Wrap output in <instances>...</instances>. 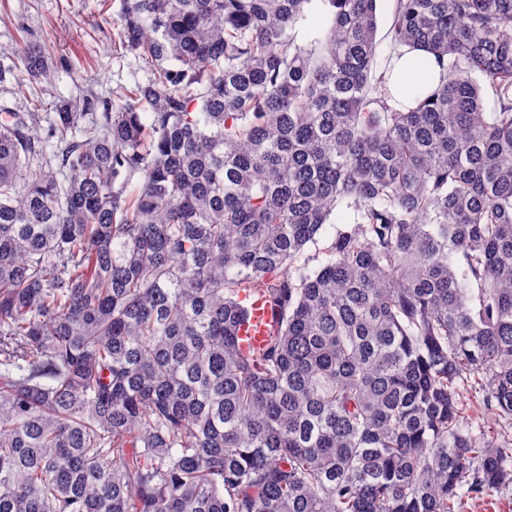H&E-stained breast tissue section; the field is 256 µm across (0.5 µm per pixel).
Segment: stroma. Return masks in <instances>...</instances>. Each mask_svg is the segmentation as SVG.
<instances>
[{"label":"stroma","mask_w":512,"mask_h":512,"mask_svg":"<svg viewBox=\"0 0 512 512\" xmlns=\"http://www.w3.org/2000/svg\"><path fill=\"white\" fill-rule=\"evenodd\" d=\"M118 7L119 0H0V66L7 70L0 82V103L20 112L28 109L27 100L12 93L22 78L47 112L83 90L108 98L113 90L145 79L147 67L141 59L113 52ZM26 43L50 53L53 70L27 79L14 54Z\"/></svg>","instance_id":"1"}]
</instances>
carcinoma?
Listing matches in <instances>:
<instances>
[{
  "label": "carcinoma",
  "instance_id": "obj_1",
  "mask_svg": "<svg viewBox=\"0 0 512 512\" xmlns=\"http://www.w3.org/2000/svg\"><path fill=\"white\" fill-rule=\"evenodd\" d=\"M377 2L119 0L145 81L0 108V512H462L512 483V0H393L390 44L443 70L402 109ZM379 16H378V35L377 40L379 45L377 47V68L380 71L387 70L392 57L395 55L390 48L389 40L385 39L387 30V23L389 20V13L392 6V0H381L379 2ZM272 312L262 302L251 305V316L239 330V336L252 346H260L268 333V324L271 321Z\"/></svg>",
  "mask_w": 512,
  "mask_h": 512
}]
</instances>
